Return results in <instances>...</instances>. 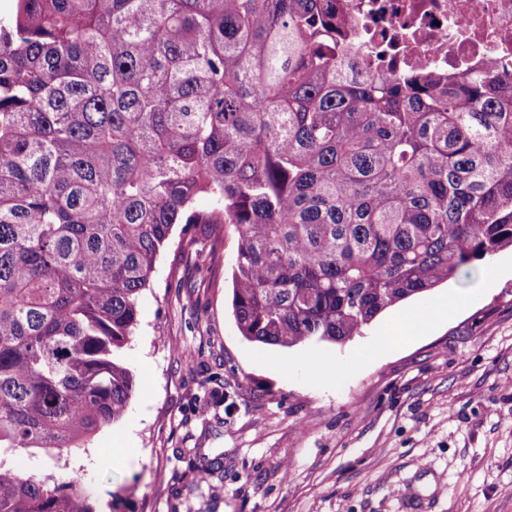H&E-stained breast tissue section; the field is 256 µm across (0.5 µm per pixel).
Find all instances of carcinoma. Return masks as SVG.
<instances>
[{
    "label": "carcinoma",
    "mask_w": 512,
    "mask_h": 512,
    "mask_svg": "<svg viewBox=\"0 0 512 512\" xmlns=\"http://www.w3.org/2000/svg\"><path fill=\"white\" fill-rule=\"evenodd\" d=\"M324 0H15L0 17V512H93L15 466L133 397L174 227L261 346L344 343L512 248V78L342 76ZM205 198L206 209L195 207Z\"/></svg>",
    "instance_id": "obj_1"
}]
</instances>
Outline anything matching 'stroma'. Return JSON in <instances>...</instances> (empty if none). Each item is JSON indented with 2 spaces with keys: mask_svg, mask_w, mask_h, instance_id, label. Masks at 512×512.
Here are the masks:
<instances>
[{
  "mask_svg": "<svg viewBox=\"0 0 512 512\" xmlns=\"http://www.w3.org/2000/svg\"><path fill=\"white\" fill-rule=\"evenodd\" d=\"M175 226L123 351V418L81 448L34 449L39 474L77 473L95 512H512V251L492 287L387 352L395 308L343 343L290 349L241 336L237 235ZM204 480H197V471Z\"/></svg>",
  "mask_w": 512,
  "mask_h": 512,
  "instance_id": "35a3bbf8",
  "label": "stroma"
}]
</instances>
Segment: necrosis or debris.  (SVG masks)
Returning <instances> with one entry per match:
<instances>
[{
  "instance_id": "1",
  "label": "necrosis or debris",
  "mask_w": 512,
  "mask_h": 512,
  "mask_svg": "<svg viewBox=\"0 0 512 512\" xmlns=\"http://www.w3.org/2000/svg\"><path fill=\"white\" fill-rule=\"evenodd\" d=\"M343 62L365 76H512V0H333Z\"/></svg>"
}]
</instances>
